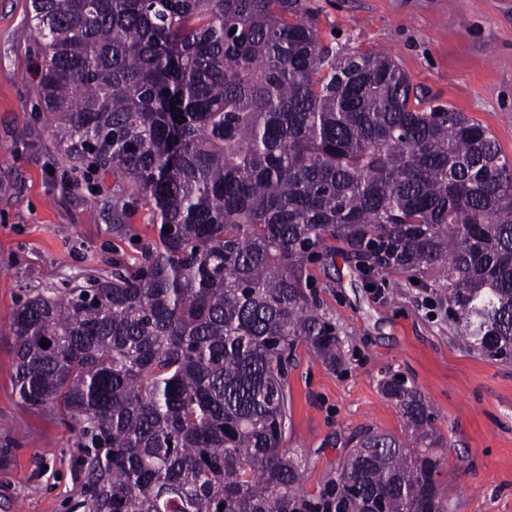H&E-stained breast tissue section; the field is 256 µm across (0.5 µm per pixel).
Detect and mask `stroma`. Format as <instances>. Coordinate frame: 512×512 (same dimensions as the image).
Instances as JSON below:
<instances>
[{"instance_id": "obj_1", "label": "stroma", "mask_w": 512, "mask_h": 512, "mask_svg": "<svg viewBox=\"0 0 512 512\" xmlns=\"http://www.w3.org/2000/svg\"><path fill=\"white\" fill-rule=\"evenodd\" d=\"M323 44L390 53L425 104L487 127L512 160V0H307ZM30 0H0V335L28 296L62 288L88 268L108 274L152 235L138 205L134 236L112 235L111 176L72 184L45 131L36 95ZM319 314L333 323L345 365L329 369L298 345L288 370L286 448L305 462L315 493L347 441L371 427L401 437L405 422L380 392L401 374L429 401L445 438L440 480L452 512H512V362L471 351L447 319L428 314L417 289L369 280L328 248L310 267ZM14 363L0 342V512H83L84 449L64 417L21 406Z\"/></svg>"}]
</instances>
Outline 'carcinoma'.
Listing matches in <instances>:
<instances>
[{"mask_svg":"<svg viewBox=\"0 0 512 512\" xmlns=\"http://www.w3.org/2000/svg\"><path fill=\"white\" fill-rule=\"evenodd\" d=\"M30 24L47 135L112 175L113 235L139 202L155 231L10 318L20 404L87 448V512H448L437 414L391 372L410 438L359 431L306 493L281 366L300 343L344 361L308 291L330 241L512 359V164L488 129L418 108L391 56L322 45L303 0H31Z\"/></svg>","mask_w":512,"mask_h":512,"instance_id":"cac0c4a2","label":"carcinoma"}]
</instances>
